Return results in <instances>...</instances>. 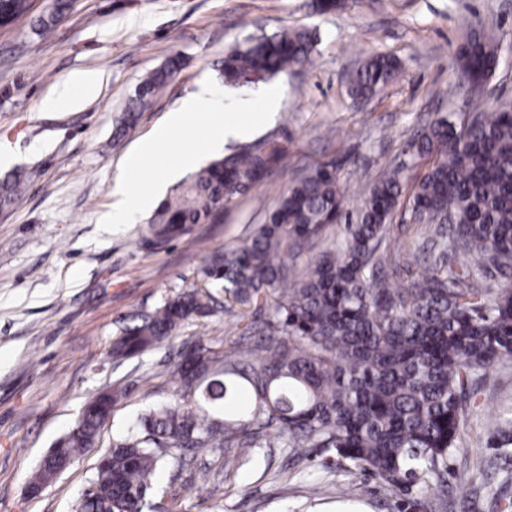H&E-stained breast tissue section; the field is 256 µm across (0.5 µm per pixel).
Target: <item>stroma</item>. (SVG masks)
I'll list each match as a JSON object with an SVG mask.
<instances>
[{
    "mask_svg": "<svg viewBox=\"0 0 512 512\" xmlns=\"http://www.w3.org/2000/svg\"><path fill=\"white\" fill-rule=\"evenodd\" d=\"M54 9L55 0H35L0 28V143L15 156L0 180L12 170L26 179L21 199L0 208V512H73L116 435L178 390L172 365L186 344L211 341L231 354L252 340L243 309L227 304L120 364L112 357L120 327L196 284L204 251L234 247L310 168L334 163L346 205L356 208L357 189L403 162L413 131L465 110L454 56L463 35L493 26L512 39V0H347L329 13L316 0H71L53 33L36 35L35 20ZM296 27L318 36L311 67L223 85L218 66L228 47ZM374 53L395 56L400 70L383 93L354 106L350 75ZM176 54L178 73L116 135L137 86ZM90 69L103 75L97 96L78 110L44 109L72 72ZM203 85L228 118L259 111L264 93L278 92L274 119L249 141H280L284 162L214 223L194 225L162 249L138 244L148 212L105 229L118 180L128 179L134 196L153 190L152 175L127 176L128 157ZM490 378L464 419V450L448 462L452 497L467 500L464 512H496L491 496L504 477L475 466L476 457L495 454L486 445L490 419L512 417V369H493ZM116 384L125 395L95 444L32 492L41 458L91 398ZM250 457L231 474L219 451L196 466L166 469L153 512H345L351 500L358 512H393V498L370 474L341 472L317 457L298 463L281 448H254ZM207 477L222 481L221 500L208 497Z\"/></svg>",
    "mask_w": 512,
    "mask_h": 512,
    "instance_id": "35a3bbf8",
    "label": "stroma"
}]
</instances>
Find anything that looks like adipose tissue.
<instances>
[{
    "mask_svg": "<svg viewBox=\"0 0 512 512\" xmlns=\"http://www.w3.org/2000/svg\"><path fill=\"white\" fill-rule=\"evenodd\" d=\"M99 83L98 72L73 73L51 98L44 101L43 106L48 110L63 106H77L84 98L96 93ZM278 101L277 94H268L264 99L261 112H243L227 121L221 117L220 113L215 112L209 91L202 89L191 93L183 99L176 111L169 114L163 126L140 143L137 150L129 156L126 167L128 171H136L142 162L152 157L158 146L163 143L169 144L177 153L179 163L194 164L200 153L220 150L229 140L239 139L253 132L277 110ZM193 123L201 127L202 137L198 150L187 151L182 148L175 134Z\"/></svg>",
    "mask_w": 512,
    "mask_h": 512,
    "instance_id": "adipose-tissue-1",
    "label": "adipose tissue"
}]
</instances>
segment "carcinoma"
<instances>
[{
	"label": "carcinoma",
	"instance_id": "obj_1",
	"mask_svg": "<svg viewBox=\"0 0 512 512\" xmlns=\"http://www.w3.org/2000/svg\"><path fill=\"white\" fill-rule=\"evenodd\" d=\"M29 9V0H0V25ZM316 44L306 28L262 35L229 47L219 74L227 87L265 82L312 65ZM505 50L493 29L467 35L457 52L460 75L486 83ZM180 66L175 55L142 81L117 130L136 122ZM399 68L393 56H370L351 75L350 97L373 98ZM469 107V123L442 116L405 142L410 165L430 160L412 184L403 169L390 171L352 211L335 167L321 165L291 184L238 245L208 254L198 284L121 328L113 357L142 355L210 316L222 293L264 314L269 334L237 355L190 345L194 358L178 361L174 374L194 406L176 398L142 414L99 460L75 512H146L159 473L186 454L263 447L285 448L296 460L317 451L340 470L367 472L408 497L398 512H447L448 459L460 446L467 407L492 367L512 365V101L486 109L476 93ZM286 153L268 141L200 168L156 209L140 244L159 248L213 220ZM22 185L20 174L1 180L0 204L13 203ZM398 213L403 222L433 226L430 246L402 259L423 273L401 286L379 253ZM329 224L344 226L343 240L297 273L290 262ZM243 387L249 401L236 418L215 417L212 409L234 405ZM121 394L90 400L44 455L34 487L95 443ZM490 440L509 454L512 420L496 419ZM415 487L424 496L412 497Z\"/></svg>",
	"mask_w": 512,
	"mask_h": 512
}]
</instances>
